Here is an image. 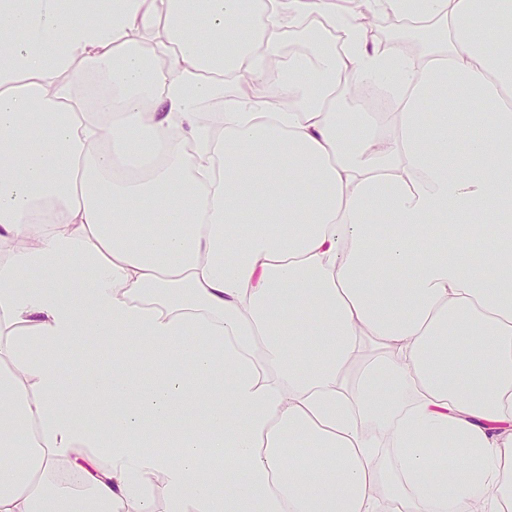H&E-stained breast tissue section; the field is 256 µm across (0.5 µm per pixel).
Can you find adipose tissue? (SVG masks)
<instances>
[{
    "label": "adipose tissue",
    "instance_id": "1",
    "mask_svg": "<svg viewBox=\"0 0 512 512\" xmlns=\"http://www.w3.org/2000/svg\"><path fill=\"white\" fill-rule=\"evenodd\" d=\"M258 2L0 0V512H151L156 477L166 512H512V254L447 247L512 241V0H364L421 58ZM312 17L342 47L270 82ZM89 337L109 378L61 367ZM511 246V242L496 241L491 237H453L448 239V247L460 250L468 255H472L475 257L481 255L484 251L491 249L493 247L508 249L511 248Z\"/></svg>",
    "mask_w": 512,
    "mask_h": 512
}]
</instances>
